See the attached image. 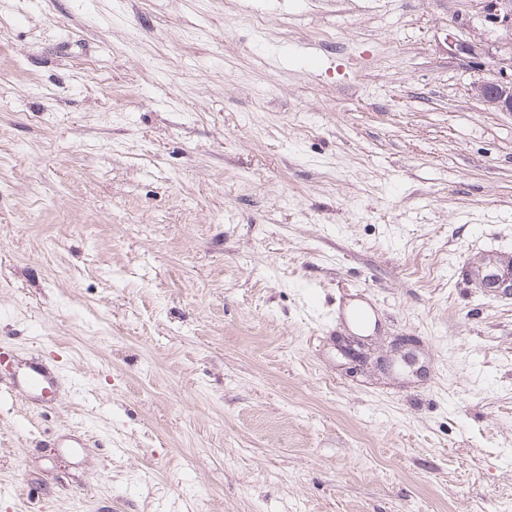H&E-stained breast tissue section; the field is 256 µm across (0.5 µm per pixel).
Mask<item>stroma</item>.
<instances>
[{
  "mask_svg": "<svg viewBox=\"0 0 512 512\" xmlns=\"http://www.w3.org/2000/svg\"><path fill=\"white\" fill-rule=\"evenodd\" d=\"M491 9L0 0V512H512ZM13 383L15 389L27 399L48 402L57 391L60 377L38 357H32L27 366L15 371Z\"/></svg>",
  "mask_w": 512,
  "mask_h": 512,
  "instance_id": "1",
  "label": "stroma"
}]
</instances>
